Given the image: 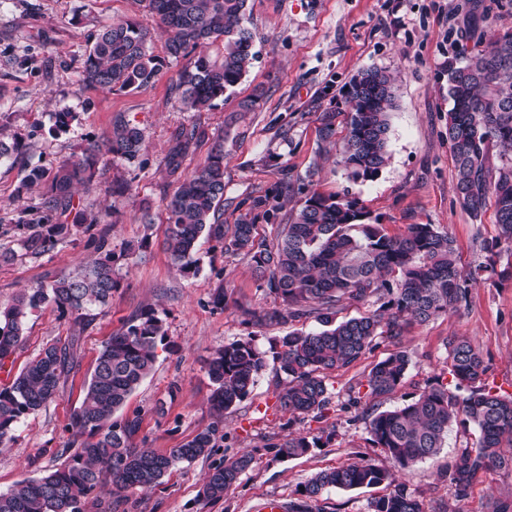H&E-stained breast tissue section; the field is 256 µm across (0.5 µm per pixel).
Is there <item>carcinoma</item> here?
Listing matches in <instances>:
<instances>
[{
    "mask_svg": "<svg viewBox=\"0 0 512 512\" xmlns=\"http://www.w3.org/2000/svg\"><path fill=\"white\" fill-rule=\"evenodd\" d=\"M166 34L174 59L193 56L176 82L182 103L200 111L224 98L243 78L255 58L253 34L243 25L247 0H144ZM150 31L130 20L101 27L83 58L80 81L86 86L125 91L148 86L160 63L149 53ZM471 51L460 65L448 67V141L455 164L456 189L462 207L479 216L489 199L496 208L497 235L482 242L485 261L459 266L454 240L434 224H408L391 236L381 217L359 199L323 195L311 183L283 173L282 186L301 196L299 208L278 225L275 241L258 237L257 220L276 221L278 207L267 194L240 203L246 212L234 224L223 220L224 144H214L206 162L179 181L166 197V250L186 275L198 272L194 256L200 240L221 245L227 257L246 255L256 278L281 301V308L246 314L258 325L315 318L319 327L279 337L270 350L251 337L217 350L208 363L211 403L216 419L181 445L164 453L137 448L133 437L139 419L115 414L154 369L157 343L166 338L163 321L151 310L133 318L103 347L73 415V427L88 435L58 468L38 479H25L0 492V512H82L105 481L117 494L149 489L180 463L207 457L224 429V412L245 401L257 377L273 361L283 380L278 393L282 410L322 416L331 396L325 372L347 369L379 341L398 342L405 330L469 304L470 290L494 278L512 280V264L497 268L496 257L512 254V158L492 168L489 147L512 154V32H496L474 21ZM219 44L213 59L206 49ZM346 135L338 164L355 181L373 179L388 163L391 111L396 107V79L385 69L360 70L344 91ZM335 112L319 115L320 137L336 136ZM197 127L183 128L167 163L172 172L197 140ZM140 129L119 121L104 145L91 142L76 159L57 167H37L24 187L46 185L40 206L20 210L14 219L17 243L25 254L40 257L80 234L99 258L48 287L33 288L0 306V366L15 352L28 312L44 304L77 319L107 306L114 278L113 253L106 235L93 232L102 219L74 203L73 189L96 175L102 154L128 162L142 150ZM370 303L375 309L345 320L341 307ZM445 363L454 389L432 386L412 401L384 411H362L374 445L384 449L392 468L352 463L314 474L303 495L318 497L329 488L353 490L386 484L389 493L373 500L371 512H424L423 504L399 481L397 472L435 456L455 424L474 426L475 443L460 448L448 479L464 498L476 476L490 468H512V394L488 389L489 366L481 349L465 336L446 339ZM74 363L73 344L46 346L12 382L0 387V445L12 439L16 424L41 409L58 393L61 379ZM410 359L397 350L365 375L367 396L386 398L405 379ZM326 438L288 436L271 444L282 459L309 452ZM254 462L249 452L226 458L208 472L202 493L219 501Z\"/></svg>",
    "mask_w": 512,
    "mask_h": 512,
    "instance_id": "1",
    "label": "carcinoma"
}]
</instances>
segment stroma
<instances>
[{
  "label": "stroma",
  "instance_id": "obj_1",
  "mask_svg": "<svg viewBox=\"0 0 512 512\" xmlns=\"http://www.w3.org/2000/svg\"><path fill=\"white\" fill-rule=\"evenodd\" d=\"M487 16L495 29L512 31V0H248L244 19L254 34L256 58L224 99L205 111L185 108L175 89L185 59H173L166 38L140 0H0V139L19 150L0 162V305L27 288L50 285L57 277L97 257L85 237L59 243L41 257L24 255L11 226L21 207H35L42 187L23 188L29 170L56 165L80 154L88 142L105 143L117 120L137 126L143 147L135 161L103 156L92 182L76 186L89 211L101 212L103 230L116 258L119 286L110 303L89 320L63 316L52 306L32 310L15 353L0 369V387L9 385L45 345L74 342L75 364L57 396L15 427L0 447V492L18 481L58 467L73 445L72 417L105 343L135 315L154 311L167 337L157 346L155 368L130 396L121 417H138L139 448L164 451L181 445L213 420L207 362L225 343L254 337L269 348L288 325L246 323L245 308L272 309L279 302L257 288L249 257L224 256L201 241L198 272L184 275L166 249L165 197L177 186L167 166L179 129L201 132L182 160L183 173L201 166L214 142H224V216L234 223L237 206L250 196L275 194L282 215L300 205L281 189V172L306 177L316 169L314 188L329 195L358 198L379 215L388 234L409 224H435L454 239L461 266L483 261L482 240L497 233L494 206L480 217L465 211L456 191V171L448 142V64L469 52L471 15ZM130 19L150 29L149 51L162 67L152 83L131 92L83 86L79 71L88 42L100 27ZM377 66L397 79V106L391 114L389 161L368 181H352L337 163V149L319 135L320 113L345 111L344 88L361 69ZM256 98L246 111L242 101ZM71 115L67 132L53 134L56 115ZM225 288L228 303L212 296ZM469 337L489 364L486 382L512 393V281L472 289L463 313L448 312L428 324L408 328L401 342H383L350 368L330 371L332 394L323 418L289 422L277 402V377L267 367L251 394L224 415V439L210 456L177 465L154 488L122 494L102 492L84 512H258L270 498L301 502L302 488L316 472L342 464L388 466L364 420L349 405V388L390 352L406 351L405 380L380 409L398 407L429 386L451 381L445 364L448 336ZM331 435L330 443L298 458L276 457L273 445L288 431ZM475 431L452 428L444 448L404 471L401 479L425 512H492L512 507V470L480 473L466 498L455 495L445 471ZM241 451L254 463L223 500L200 495L212 464ZM384 487L328 489L310 502L311 512H370Z\"/></svg>",
  "mask_w": 512,
  "mask_h": 512
}]
</instances>
